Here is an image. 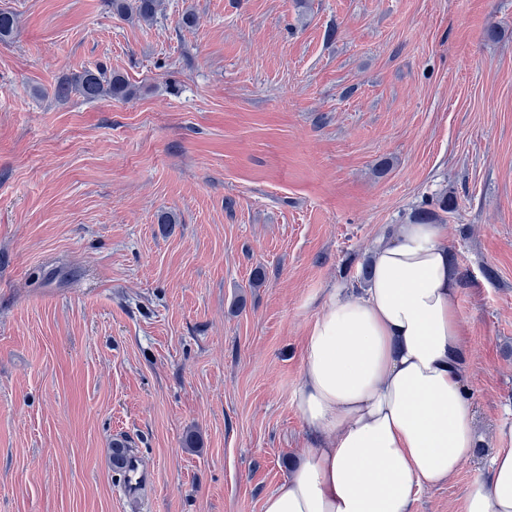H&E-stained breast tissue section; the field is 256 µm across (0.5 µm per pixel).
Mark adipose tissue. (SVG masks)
Wrapping results in <instances>:
<instances>
[{
  "label": "adipose tissue",
  "instance_id": "1",
  "mask_svg": "<svg viewBox=\"0 0 512 512\" xmlns=\"http://www.w3.org/2000/svg\"><path fill=\"white\" fill-rule=\"evenodd\" d=\"M459 277L442 224H401L361 295L338 289L309 326L293 392L309 440L263 512H415L470 461ZM465 512H512V424Z\"/></svg>",
  "mask_w": 512,
  "mask_h": 512
}]
</instances>
